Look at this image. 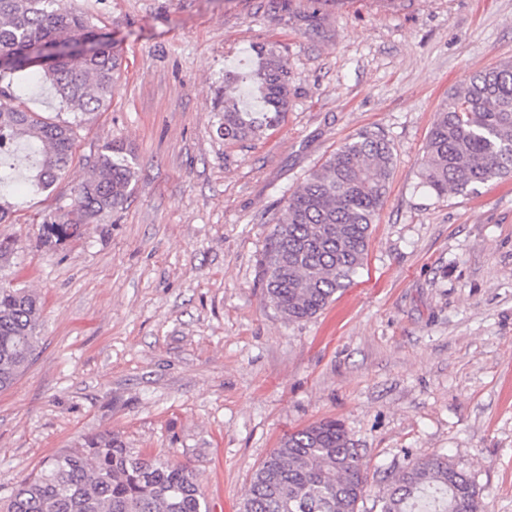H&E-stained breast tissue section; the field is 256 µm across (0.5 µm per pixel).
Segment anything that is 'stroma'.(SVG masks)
<instances>
[{"label":"stroma","instance_id":"35a3bbf8","mask_svg":"<svg viewBox=\"0 0 512 512\" xmlns=\"http://www.w3.org/2000/svg\"><path fill=\"white\" fill-rule=\"evenodd\" d=\"M306 0H80L123 57L108 107L77 129L53 191L0 197L15 240L0 283L44 304L42 343L0 391V500L50 455L120 432L190 464L211 512H241L288 432L341 420L363 455L360 512L386 470L447 454L486 512H512V175L439 198L420 185L451 88L512 58V0H345L322 34ZM276 46L295 92L278 126L225 144V72ZM362 130L394 169L364 264L312 318L267 301L258 258L288 196ZM131 148L124 205L54 246L98 145Z\"/></svg>","mask_w":512,"mask_h":512}]
</instances>
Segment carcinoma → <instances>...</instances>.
<instances>
[{"mask_svg": "<svg viewBox=\"0 0 512 512\" xmlns=\"http://www.w3.org/2000/svg\"><path fill=\"white\" fill-rule=\"evenodd\" d=\"M256 68L224 75L217 132L234 145L260 139L287 112L294 93L288 64L260 45ZM122 57L98 35L76 0H0V190L13 187L20 153L30 182L46 192L69 167L79 121L111 101ZM31 72L48 82L73 119H47L17 101L6 77ZM247 90L264 105L240 108ZM393 146L363 130L340 145L286 201L258 260L270 304L290 321L310 318L349 287L363 265L371 226L393 170ZM512 175V60L471 74L437 111L421 159V186L443 197ZM134 157L117 140L91 160V176L74 190L77 219L42 224L43 243L78 234L80 225L121 207L131 193ZM42 305L24 288L0 286V390L30 366L41 337ZM380 512H485L472 481L445 455L392 466ZM366 472L353 440L336 420L284 435L256 471L243 512H358ZM5 512H210L193 470L127 447L105 431L65 448L23 479Z\"/></svg>", "mask_w": 512, "mask_h": 512, "instance_id": "1", "label": "carcinoma"}]
</instances>
